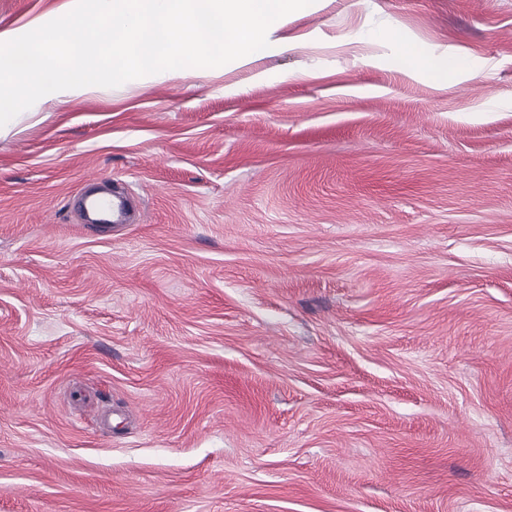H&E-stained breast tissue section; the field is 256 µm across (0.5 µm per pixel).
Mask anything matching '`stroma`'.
Listing matches in <instances>:
<instances>
[{"instance_id": "1", "label": "stroma", "mask_w": 512, "mask_h": 512, "mask_svg": "<svg viewBox=\"0 0 512 512\" xmlns=\"http://www.w3.org/2000/svg\"><path fill=\"white\" fill-rule=\"evenodd\" d=\"M271 40L0 127V512H512V0ZM94 179L134 223H81ZM392 38L398 43L402 58L412 70L429 74L441 88L448 86V75L460 66V61L449 60L447 72L442 73L436 62L425 55L416 43L401 38L397 34H392Z\"/></svg>"}]
</instances>
